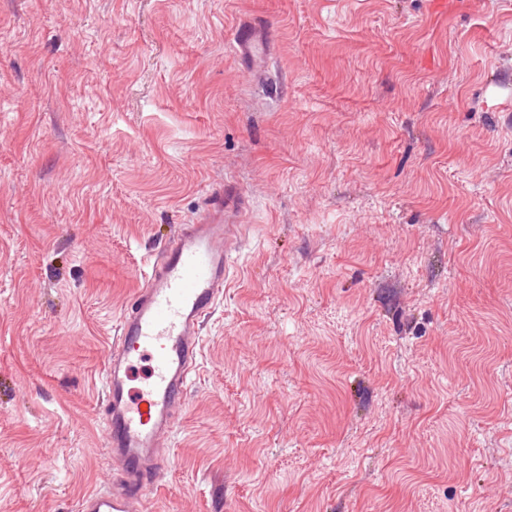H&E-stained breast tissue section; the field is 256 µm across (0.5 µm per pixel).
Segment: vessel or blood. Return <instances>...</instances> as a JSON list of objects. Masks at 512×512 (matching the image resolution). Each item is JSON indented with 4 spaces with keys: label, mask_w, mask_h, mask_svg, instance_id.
Returning a JSON list of instances; mask_svg holds the SVG:
<instances>
[{
    "label": "vessel or blood",
    "mask_w": 512,
    "mask_h": 512,
    "mask_svg": "<svg viewBox=\"0 0 512 512\" xmlns=\"http://www.w3.org/2000/svg\"><path fill=\"white\" fill-rule=\"evenodd\" d=\"M231 50L253 64L266 52L267 38L243 22ZM246 207L234 183H221L205 197L197 217L154 253L105 363V448L116 472L110 490L85 496L80 512H144L161 484L163 443L185 404L203 324L224 295L244 241L238 219ZM145 359L150 369L134 382L132 372Z\"/></svg>",
    "instance_id": "b4317fda"
}]
</instances>
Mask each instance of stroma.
Here are the masks:
<instances>
[{
	"label": "stroma",
	"instance_id": "1",
	"mask_svg": "<svg viewBox=\"0 0 512 512\" xmlns=\"http://www.w3.org/2000/svg\"><path fill=\"white\" fill-rule=\"evenodd\" d=\"M228 179L148 512H512V0H0V512L105 490L120 315ZM231 50L238 59L253 66L267 51V38L255 25L242 22L233 35Z\"/></svg>",
	"mask_w": 512,
	"mask_h": 512
}]
</instances>
